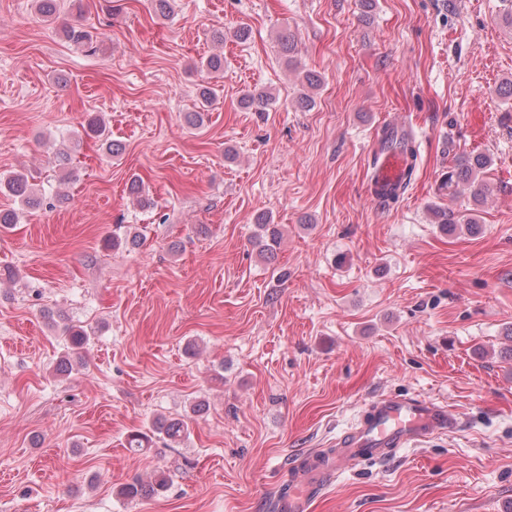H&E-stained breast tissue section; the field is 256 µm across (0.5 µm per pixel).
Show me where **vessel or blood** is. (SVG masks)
I'll use <instances>...</instances> for the list:
<instances>
[{"label": "vessel or blood", "mask_w": 512, "mask_h": 512, "mask_svg": "<svg viewBox=\"0 0 512 512\" xmlns=\"http://www.w3.org/2000/svg\"><path fill=\"white\" fill-rule=\"evenodd\" d=\"M406 182L404 156L392 149L377 152L366 186L370 198L377 202L398 198ZM455 424L456 418L446 405L417 397H377L337 442L330 459L311 469L310 483L289 488L285 502L290 512H303L316 484L332 479L356 461L385 459L396 449L409 447Z\"/></svg>", "instance_id": "1"}]
</instances>
